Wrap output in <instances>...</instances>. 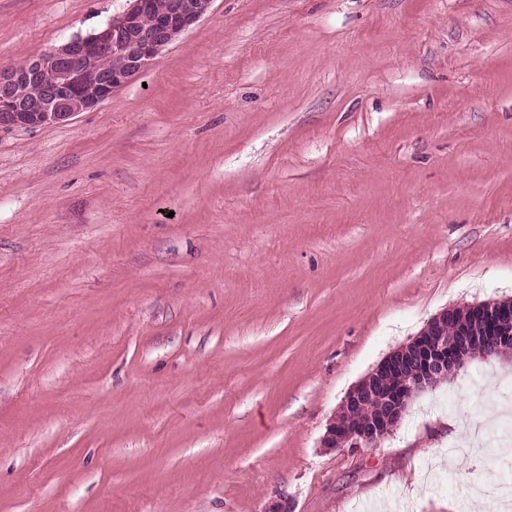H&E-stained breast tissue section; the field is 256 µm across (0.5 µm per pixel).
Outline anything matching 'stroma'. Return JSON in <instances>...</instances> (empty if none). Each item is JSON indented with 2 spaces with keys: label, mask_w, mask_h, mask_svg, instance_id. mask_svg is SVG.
<instances>
[{
  "label": "stroma",
  "mask_w": 512,
  "mask_h": 512,
  "mask_svg": "<svg viewBox=\"0 0 512 512\" xmlns=\"http://www.w3.org/2000/svg\"><path fill=\"white\" fill-rule=\"evenodd\" d=\"M131 0H0V68ZM512 298V0H213L141 77L0 130V512H507L512 355L376 447L346 393ZM458 419L461 431L442 428Z\"/></svg>",
  "instance_id": "1"
}]
</instances>
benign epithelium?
I'll return each instance as SVG.
<instances>
[{"label":"benign epithelium","mask_w":512,"mask_h":512,"mask_svg":"<svg viewBox=\"0 0 512 512\" xmlns=\"http://www.w3.org/2000/svg\"><path fill=\"white\" fill-rule=\"evenodd\" d=\"M211 2L168 0L165 9L155 13L150 27L143 29L139 18L152 11V0H133L130 8L97 31L74 35L21 68H0V129L60 123L93 109L113 90L144 73L163 48L202 17ZM112 52L125 58L124 65L110 72L97 71V58ZM469 320L486 325L481 339L487 351H478L476 356L512 353V330L500 329L508 322L512 324V306L500 302L472 304ZM475 339L467 326L449 337L421 332L391 352L342 402V408L356 410L381 396V415L365 426L348 421L338 428L336 421H331L321 447L335 450L378 444L396 428L412 396L440 382L448 367L460 366L457 354Z\"/></svg>","instance_id":"7a95c632"}]
</instances>
